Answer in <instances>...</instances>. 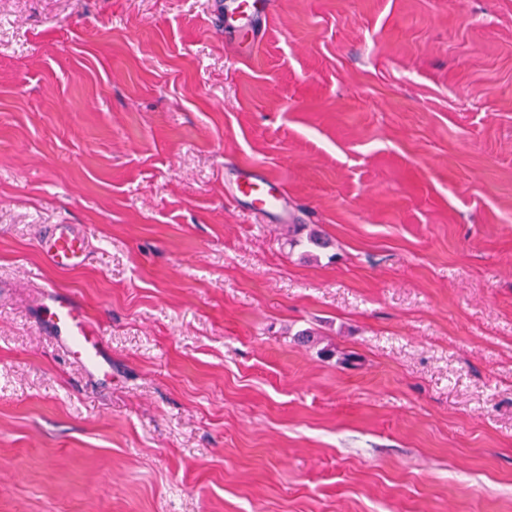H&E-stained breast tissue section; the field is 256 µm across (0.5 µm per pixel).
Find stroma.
<instances>
[{
    "instance_id": "35a3bbf8",
    "label": "stroma",
    "mask_w": 512,
    "mask_h": 512,
    "mask_svg": "<svg viewBox=\"0 0 512 512\" xmlns=\"http://www.w3.org/2000/svg\"><path fill=\"white\" fill-rule=\"evenodd\" d=\"M213 2L0 0V512H512V0ZM270 0H225L217 12L218 27L227 37L257 39L271 10ZM240 178L232 192L234 198L249 199L251 210L254 213L267 215L279 212L288 221V213L284 208L286 197L278 180L267 179L250 173ZM38 249L47 265L67 271L85 264L88 243L71 224H55L38 240ZM40 306L42 324L58 347L81 364L89 376L112 377V361L104 347L103 332L94 325L74 296L46 287Z\"/></svg>"
}]
</instances>
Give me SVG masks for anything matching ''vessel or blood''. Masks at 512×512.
<instances>
[{
  "instance_id": "vessel-or-blood-1",
  "label": "vessel or blood",
  "mask_w": 512,
  "mask_h": 512,
  "mask_svg": "<svg viewBox=\"0 0 512 512\" xmlns=\"http://www.w3.org/2000/svg\"><path fill=\"white\" fill-rule=\"evenodd\" d=\"M271 7V0H222L218 25L230 38H258ZM232 195L248 199L252 211L262 215L283 212L286 203L278 180L251 174L236 182ZM38 249L47 265L67 271L84 265L88 243L72 225L57 224L39 239ZM40 306L43 325L69 358L81 364L87 375L111 376L112 361L105 351L103 333L74 296L50 288Z\"/></svg>"
}]
</instances>
